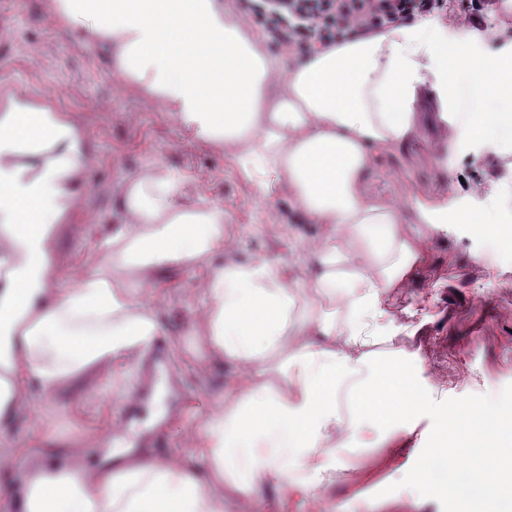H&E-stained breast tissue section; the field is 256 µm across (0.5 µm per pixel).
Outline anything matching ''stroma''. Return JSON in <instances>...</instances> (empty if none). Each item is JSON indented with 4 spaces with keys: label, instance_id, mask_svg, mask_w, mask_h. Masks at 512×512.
I'll use <instances>...</instances> for the list:
<instances>
[{
    "label": "stroma",
    "instance_id": "1",
    "mask_svg": "<svg viewBox=\"0 0 512 512\" xmlns=\"http://www.w3.org/2000/svg\"><path fill=\"white\" fill-rule=\"evenodd\" d=\"M1 27L9 48L0 54V71L57 96L81 114L95 139L98 154L83 236L77 241L64 235L59 244L63 264L84 271L98 264L97 243L120 219L125 185L150 165L187 177L189 202L203 197L223 207L236 240L232 260L263 256L291 276L305 263L318 225L287 194L258 197L223 150L202 142L137 93L118 88L106 58L86 48L75 32L52 23L45 0H0ZM439 111L433 90L423 88L417 137L377 154L363 174L365 188L386 203L444 199L451 216L493 210L497 223L512 225V151L493 154L482 141H464L449 147L447 163L434 162ZM487 252L496 256L491 280L485 279L481 262ZM430 260L435 277L414 281L409 290L422 311L419 327L395 325L392 342L378 344V352L414 353L417 377L434 399L498 395L512 384V250L500 246L497 236L451 219L436 231ZM207 266L202 260L162 272L161 288L148 301L194 398L192 407L169 424V451L183 458L190 454L181 441L184 429L229 401L234 376L227 365L204 363L189 344L192 320L204 303L198 284ZM107 385L103 374L59 392L32 391L26 410L0 426V440L23 451L12 473H0V483L19 484L32 468L25 449L36 444L43 428L78 435L112 414ZM415 424L417 437L405 448L387 447L373 430L360 441L339 438L341 465L325 490L331 512H442L439 501L412 489L396 496L384 492L406 475L428 440L430 419L421 416ZM308 505V499L276 485L251 495L224 489L225 512H308Z\"/></svg>",
    "mask_w": 512,
    "mask_h": 512
}]
</instances>
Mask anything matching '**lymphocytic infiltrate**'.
Listing matches in <instances>:
<instances>
[{
    "label": "lymphocytic infiltrate",
    "instance_id": "lymphocytic-infiltrate-1",
    "mask_svg": "<svg viewBox=\"0 0 512 512\" xmlns=\"http://www.w3.org/2000/svg\"><path fill=\"white\" fill-rule=\"evenodd\" d=\"M240 20L297 60L353 37L435 16L440 0H233Z\"/></svg>",
    "mask_w": 512,
    "mask_h": 512
}]
</instances>
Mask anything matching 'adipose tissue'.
Wrapping results in <instances>:
<instances>
[{"label": "adipose tissue", "mask_w": 512, "mask_h": 512, "mask_svg": "<svg viewBox=\"0 0 512 512\" xmlns=\"http://www.w3.org/2000/svg\"><path fill=\"white\" fill-rule=\"evenodd\" d=\"M54 21L103 52L112 75L199 139L230 153L260 193L287 189L322 232L295 277L258 256L211 266L191 334L208 360L236 368L229 406L185 428L187 464L158 456L124 467L56 468L27 481L22 512H224V486L245 494L267 483L318 500L336 470V435L374 418L391 443L421 409L400 352L373 359L367 346L417 317L412 281L429 274L433 232L447 204L414 201L416 225L361 185L374 152L401 143L419 91L432 85L443 111L477 94L458 137L512 143V60L471 55L468 34L448 52L447 30L422 20L345 41L292 64L273 92L276 66L224 0H50ZM44 224L19 229V265L0 283V421L31 386L46 392L117 371L160 334L144 303L154 273L206 259L223 246L224 209L188 205L185 179L153 169L130 182L124 217L100 245V264L73 288L59 285L51 187H23ZM245 464H237L240 449Z\"/></svg>", "instance_id": "ef3b65f1"}]
</instances>
